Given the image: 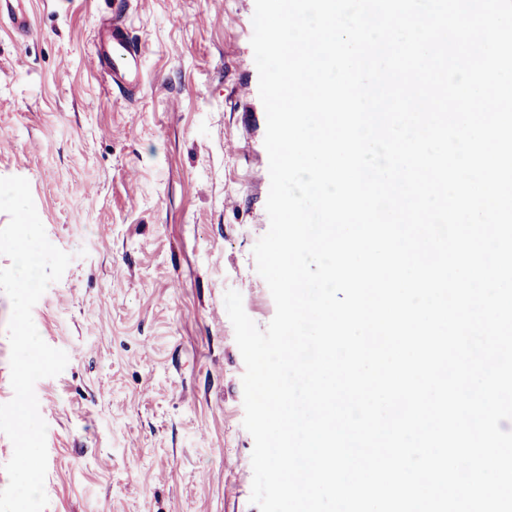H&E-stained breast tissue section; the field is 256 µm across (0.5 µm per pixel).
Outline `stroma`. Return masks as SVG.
Listing matches in <instances>:
<instances>
[{
	"instance_id": "obj_1",
	"label": "stroma",
	"mask_w": 512,
	"mask_h": 512,
	"mask_svg": "<svg viewBox=\"0 0 512 512\" xmlns=\"http://www.w3.org/2000/svg\"><path fill=\"white\" fill-rule=\"evenodd\" d=\"M113 0H29L0 23V177L28 180L71 255L33 308L69 358L37 381L45 512H259L245 365L224 294L266 327L253 247L269 229L255 0H131L143 49L131 99L96 67ZM25 0H1L0 22L7 20L15 34L17 46L23 48L26 45L27 34L30 30L29 12L24 4Z\"/></svg>"
}]
</instances>
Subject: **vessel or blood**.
<instances>
[{
  "label": "vessel or blood",
  "mask_w": 512,
  "mask_h": 512,
  "mask_svg": "<svg viewBox=\"0 0 512 512\" xmlns=\"http://www.w3.org/2000/svg\"><path fill=\"white\" fill-rule=\"evenodd\" d=\"M130 0H113L112 15L103 21L93 41L99 71L121 93L131 94L142 86V48L131 36L125 17ZM8 21L18 46H25L30 30L25 0H0V21Z\"/></svg>",
  "instance_id": "obj_1"
}]
</instances>
